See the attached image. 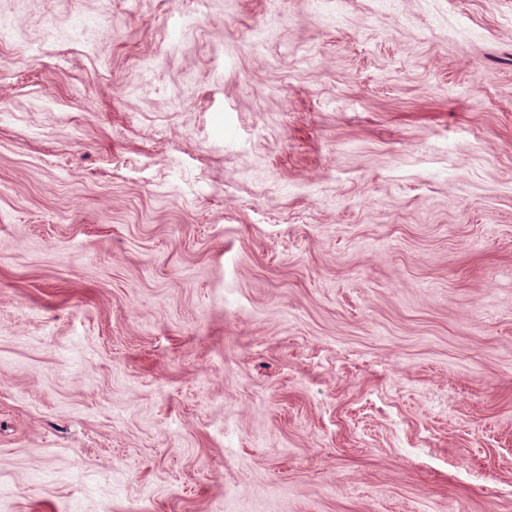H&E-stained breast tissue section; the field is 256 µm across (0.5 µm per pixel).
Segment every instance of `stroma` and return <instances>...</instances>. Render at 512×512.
Here are the masks:
<instances>
[{
    "label": "stroma",
    "instance_id": "obj_1",
    "mask_svg": "<svg viewBox=\"0 0 512 512\" xmlns=\"http://www.w3.org/2000/svg\"><path fill=\"white\" fill-rule=\"evenodd\" d=\"M181 2L0 0V512H512V0Z\"/></svg>",
    "mask_w": 512,
    "mask_h": 512
}]
</instances>
